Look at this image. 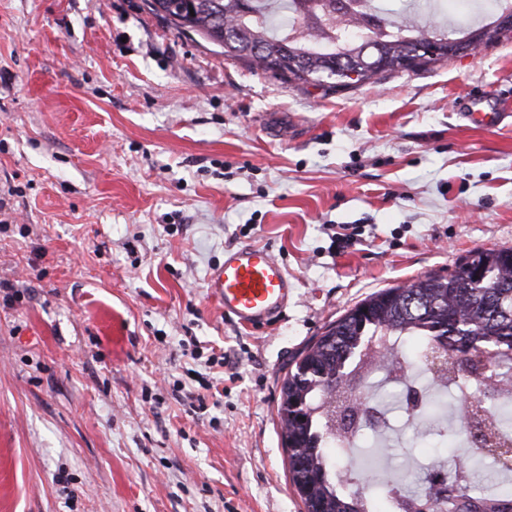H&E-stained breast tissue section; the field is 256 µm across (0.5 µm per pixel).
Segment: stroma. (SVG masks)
Listing matches in <instances>:
<instances>
[{"mask_svg":"<svg viewBox=\"0 0 512 512\" xmlns=\"http://www.w3.org/2000/svg\"><path fill=\"white\" fill-rule=\"evenodd\" d=\"M477 90L498 125L469 121ZM0 198V512H305L289 362L374 292L512 248V39L337 92L145 0H0ZM243 245L294 282L256 329L205 288ZM392 422L360 460L420 470L435 449Z\"/></svg>","mask_w":512,"mask_h":512,"instance_id":"obj_1","label":"stroma"}]
</instances>
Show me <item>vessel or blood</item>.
Wrapping results in <instances>:
<instances>
[{"label": "vessel or blood", "mask_w": 512, "mask_h": 512, "mask_svg": "<svg viewBox=\"0 0 512 512\" xmlns=\"http://www.w3.org/2000/svg\"><path fill=\"white\" fill-rule=\"evenodd\" d=\"M208 294L240 325L257 327L277 318L288 303L292 282L269 250L243 246L228 251L207 276Z\"/></svg>", "instance_id": "1"}]
</instances>
